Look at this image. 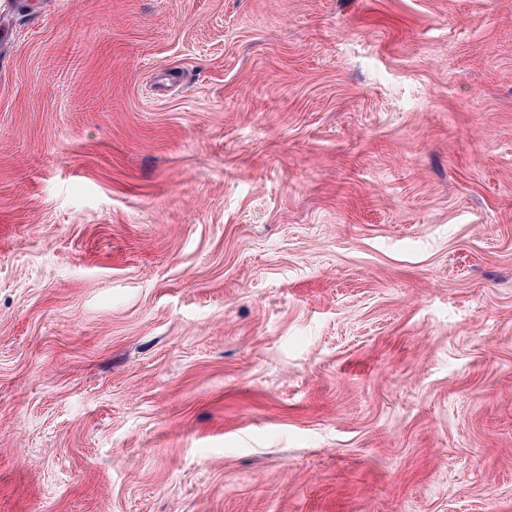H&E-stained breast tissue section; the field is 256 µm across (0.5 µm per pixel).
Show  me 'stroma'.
Wrapping results in <instances>:
<instances>
[{"mask_svg": "<svg viewBox=\"0 0 512 512\" xmlns=\"http://www.w3.org/2000/svg\"><path fill=\"white\" fill-rule=\"evenodd\" d=\"M0 512H512V0H0Z\"/></svg>", "mask_w": 512, "mask_h": 512, "instance_id": "35a3bbf8", "label": "stroma"}]
</instances>
